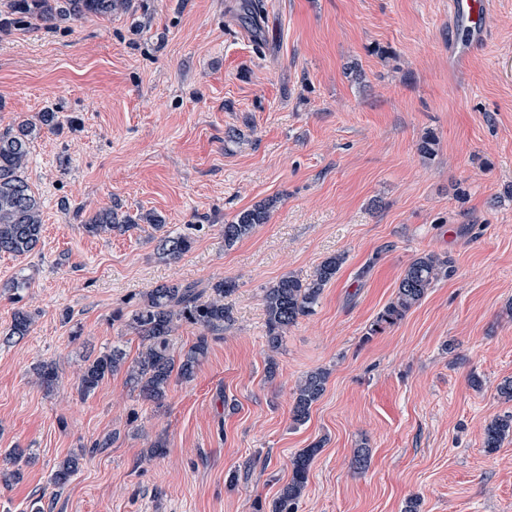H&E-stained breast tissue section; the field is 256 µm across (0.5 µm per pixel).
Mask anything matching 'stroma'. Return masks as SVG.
<instances>
[{
	"label": "stroma",
	"instance_id": "35a3bbf8",
	"mask_svg": "<svg viewBox=\"0 0 512 512\" xmlns=\"http://www.w3.org/2000/svg\"><path fill=\"white\" fill-rule=\"evenodd\" d=\"M241 3L128 0L109 18L0 28V130L59 121L25 170L43 237L0 254V332L19 305L35 316L0 343V471L24 451L0 512H271L293 454L318 440L298 512H403L415 496L423 512H512V440L483 446L486 421L512 412L497 393L512 378V0H491L487 40L463 59L448 52V0H264L253 22ZM271 197L268 223L225 246L224 224ZM80 208L151 212L194 244L167 263L152 225L92 236ZM428 252L453 274L370 334ZM336 254L314 312L270 354L264 288ZM223 278L230 319L193 380L159 404L121 373L78 395L87 356L138 357L139 337L112 320L131 297ZM40 361L58 368L54 391L32 380ZM316 368L326 390L295 424L293 392ZM79 455L73 454L63 459L56 467L52 476L53 486L57 492L63 490L79 468Z\"/></svg>",
	"mask_w": 512,
	"mask_h": 512
}]
</instances>
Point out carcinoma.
Listing matches in <instances>:
<instances>
[{"label":"carcinoma","mask_w":512,"mask_h":512,"mask_svg":"<svg viewBox=\"0 0 512 512\" xmlns=\"http://www.w3.org/2000/svg\"><path fill=\"white\" fill-rule=\"evenodd\" d=\"M123 0H0V26L24 22L27 24L75 21L87 15L110 17L123 8ZM57 124L54 112H43L37 120H23L17 127L0 132V253L25 255L42 238L44 224L42 206L33 192L25 169L30 142L44 127ZM274 200H267L236 214L224 224V246L231 247L249 235L259 224L269 221ZM83 230L91 235L101 233L124 234L133 228L132 219L121 217L111 210L98 211L81 220ZM192 246L186 234L166 232L156 243L158 257L172 262L180 259ZM345 257L341 254L326 258L313 275L302 279L292 273L264 289L263 303L266 315V345L269 351H278L288 329L312 312L323 289L339 271ZM448 276V261L433 253L414 258L404 269L395 297L377 315L370 334L380 333L400 322L427 294L440 277ZM235 283L219 280L209 290L191 284L170 282L162 284L136 298L129 312L117 310L112 321L139 336L142 350L132 364H126L125 353L114 347L88 357L75 382L79 395L86 397L102 381L121 371L126 382L142 399L161 402L165 399L172 378L188 381L209 352V336L224 330L230 319L224 306V297L232 294ZM201 328L200 335L186 351L174 355L171 336L182 323ZM34 319L23 307L18 308L7 331L0 334V342L10 344L29 335ZM36 383L48 391L59 385L54 363L39 362L32 368ZM328 372L315 369L303 375L295 391L291 407L293 423L307 421L312 405L324 394ZM512 438V414L496 416L484 427V447L493 451ZM322 444L317 442L298 451L291 459V478L273 501L272 512H296L308 483L311 464ZM79 468V455L63 459L52 476L56 491L63 490Z\"/></svg>","instance_id":"cac0c4a2"}]
</instances>
